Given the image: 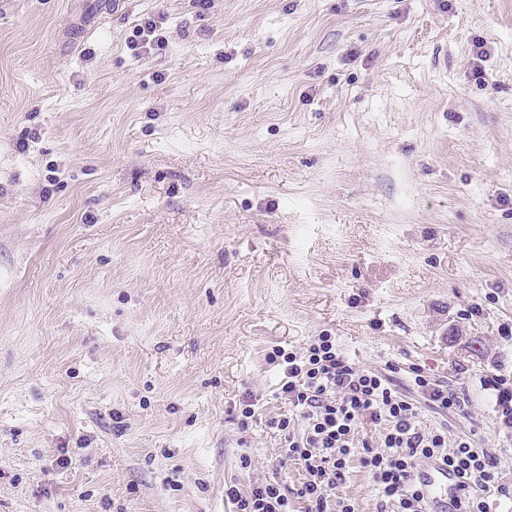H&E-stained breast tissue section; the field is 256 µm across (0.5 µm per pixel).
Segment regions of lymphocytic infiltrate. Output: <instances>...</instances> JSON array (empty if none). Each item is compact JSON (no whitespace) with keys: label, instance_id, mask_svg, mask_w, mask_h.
<instances>
[{"label":"lymphocytic infiltrate","instance_id":"obj_1","mask_svg":"<svg viewBox=\"0 0 512 512\" xmlns=\"http://www.w3.org/2000/svg\"><path fill=\"white\" fill-rule=\"evenodd\" d=\"M268 359L285 366L277 394L284 409L267 421L282 436L278 463L302 479L293 489L277 479L246 492L225 486L236 512H356L336 493L356 465L372 479L376 512H424L415 471L433 456L460 480L457 512H490L484 494L500 483L498 455L421 426L414 403L386 375L349 362L335 337H315L302 352L276 348ZM367 424L373 433H364Z\"/></svg>","mask_w":512,"mask_h":512}]
</instances>
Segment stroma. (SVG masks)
Masks as SVG:
<instances>
[{
  "instance_id": "obj_1",
  "label": "stroma",
  "mask_w": 512,
  "mask_h": 512,
  "mask_svg": "<svg viewBox=\"0 0 512 512\" xmlns=\"http://www.w3.org/2000/svg\"><path fill=\"white\" fill-rule=\"evenodd\" d=\"M325 332L512 487V0H0V512L296 486L266 355ZM159 31L155 22L152 21H146L144 25H138L134 35L138 39L131 40L132 43L136 42L134 50L136 48L141 49V55L149 54L152 51L164 50L166 46L165 38L158 33ZM412 374L413 386L420 391L428 403L445 411L461 413L465 411L467 406L465 399L461 398L458 392L426 375L421 369L415 368ZM486 390L496 392V412L500 427L512 436V379L504 374L486 375L483 379Z\"/></svg>"
}]
</instances>
